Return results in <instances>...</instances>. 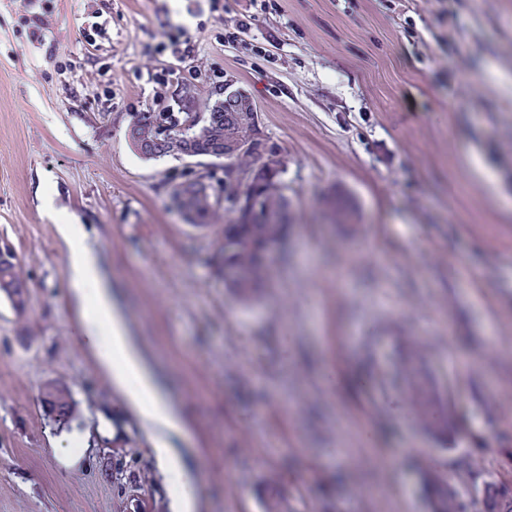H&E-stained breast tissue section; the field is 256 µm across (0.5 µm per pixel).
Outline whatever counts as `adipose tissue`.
<instances>
[{
    "label": "adipose tissue",
    "instance_id": "adipose-tissue-1",
    "mask_svg": "<svg viewBox=\"0 0 512 512\" xmlns=\"http://www.w3.org/2000/svg\"><path fill=\"white\" fill-rule=\"evenodd\" d=\"M57 232L69 246L67 277L79 308L81 341L149 430L156 467L172 490L173 512H194L196 478L170 443L171 437L184 434L185 421L131 342L97 256L83 243L82 226L61 224Z\"/></svg>",
    "mask_w": 512,
    "mask_h": 512
}]
</instances>
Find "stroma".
I'll return each mask as SVG.
<instances>
[{"label":"stroma","mask_w":512,"mask_h":512,"mask_svg":"<svg viewBox=\"0 0 512 512\" xmlns=\"http://www.w3.org/2000/svg\"><path fill=\"white\" fill-rule=\"evenodd\" d=\"M218 71L285 161L288 240L246 302L214 260L223 218L170 203L218 161L130 137ZM60 222L187 423L197 512H256L272 477L289 512L512 483V0H0V251L26 282L0 292V512H171L80 340Z\"/></svg>","instance_id":"stroma-1"}]
</instances>
